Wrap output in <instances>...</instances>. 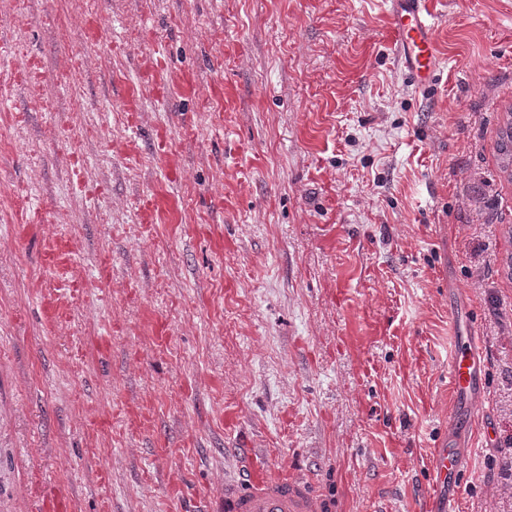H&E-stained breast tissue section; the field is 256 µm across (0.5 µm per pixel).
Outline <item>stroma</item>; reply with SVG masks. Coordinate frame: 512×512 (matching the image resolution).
Listing matches in <instances>:
<instances>
[{"label": "stroma", "instance_id": "35a3bbf8", "mask_svg": "<svg viewBox=\"0 0 512 512\" xmlns=\"http://www.w3.org/2000/svg\"><path fill=\"white\" fill-rule=\"evenodd\" d=\"M391 3L0 0V512H223L263 458L512 512V0H434L424 92ZM503 126H500L495 143V151L497 154L498 168L501 173L507 176L511 181L512 178V111H509ZM483 357L477 336H462L456 341L450 360L451 384L456 395H475ZM466 464L465 457L457 448L448 447V442L436 448L434 462V481L436 486L448 485L454 489L459 473Z\"/></svg>", "mask_w": 512, "mask_h": 512}]
</instances>
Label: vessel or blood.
<instances>
[{"mask_svg":"<svg viewBox=\"0 0 512 512\" xmlns=\"http://www.w3.org/2000/svg\"><path fill=\"white\" fill-rule=\"evenodd\" d=\"M391 33L395 48L408 63L409 72L419 85H426L436 69L429 0H395ZM482 357L478 337H459L450 360L451 384L456 394L475 395ZM465 464L458 449L441 445L435 451L436 485L455 486ZM224 512H321V508L306 483L288 472L275 473L257 464L251 467L243 487L225 492Z\"/></svg>","mask_w":512,"mask_h":512,"instance_id":"vessel-or-blood-1","label":"vessel or blood"}]
</instances>
